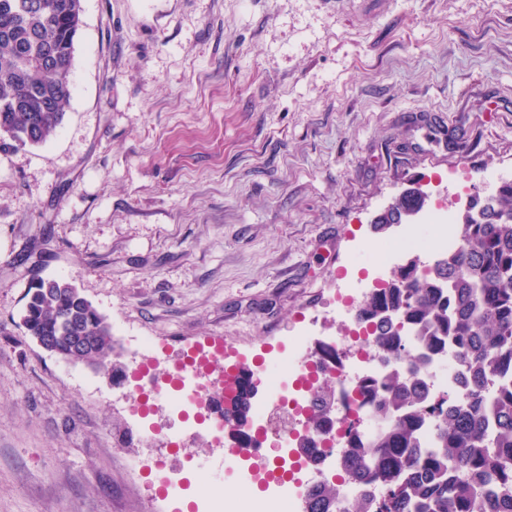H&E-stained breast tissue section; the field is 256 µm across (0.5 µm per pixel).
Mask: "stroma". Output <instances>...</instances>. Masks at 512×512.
I'll use <instances>...</instances> for the list:
<instances>
[{"mask_svg":"<svg viewBox=\"0 0 512 512\" xmlns=\"http://www.w3.org/2000/svg\"><path fill=\"white\" fill-rule=\"evenodd\" d=\"M72 97L46 144L0 151V512H196L224 451L184 435L176 494L126 413L133 339L161 360L210 336L277 355L301 316L368 283L419 217L374 232L404 190L465 212L512 173V0H82ZM75 286L112 328L107 367L21 325L32 277Z\"/></svg>","mask_w":512,"mask_h":512,"instance_id":"35a3bbf8","label":"stroma"}]
</instances>
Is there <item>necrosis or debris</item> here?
Listing matches in <instances>:
<instances>
[{"mask_svg":"<svg viewBox=\"0 0 512 512\" xmlns=\"http://www.w3.org/2000/svg\"><path fill=\"white\" fill-rule=\"evenodd\" d=\"M339 314L350 323L347 334L331 339L325 348L327 359L311 355L312 327L318 317H311V325L298 335L290 337L286 366L269 370L268 366L249 364L246 355L225 344L223 337L210 339L207 347H198L168 366L165 372V390L153 388L156 378V340L141 337L135 356L139 363L131 378L133 389L131 406L141 413H149L155 401H163L170 409L195 413L198 422L207 424L216 443L225 438H238V431L218 424L212 410L215 383L211 369L221 364L225 369L238 368L257 379L266 388L264 402L256 405L254 420L248 435L261 443L276 444L287 456L289 466L297 478L286 483L274 482L266 495L254 496L248 491L251 484L266 481L267 473L259 464H244L232 459L225 463V471L235 473L244 493L235 502H227L224 486L211 484L202 500L204 512H304L308 490L324 478L321 460L340 456L347 444V418L356 416L357 430L362 438H370L377 431V421L358 391L360 382L380 379L385 365L378 357L368 333L356 320L361 304L359 289L337 293L332 297ZM330 384L335 391L331 413L324 423L311 419L318 388ZM308 438L316 446L315 455L299 452L300 438Z\"/></svg>","mask_w":512,"mask_h":512,"instance_id":"obj_1","label":"necrosis or debris"}]
</instances>
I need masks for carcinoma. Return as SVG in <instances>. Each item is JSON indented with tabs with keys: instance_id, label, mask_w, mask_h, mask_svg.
I'll use <instances>...</instances> for the list:
<instances>
[{
	"instance_id": "obj_1",
	"label": "carcinoma",
	"mask_w": 512,
	"mask_h": 512,
	"mask_svg": "<svg viewBox=\"0 0 512 512\" xmlns=\"http://www.w3.org/2000/svg\"><path fill=\"white\" fill-rule=\"evenodd\" d=\"M81 14V0H0V150L42 145L63 123ZM422 208L421 195L403 194L374 229ZM26 298L29 336L52 337L66 361L81 336V362L107 365L111 326L77 288L38 278ZM359 315L393 368L360 384L384 428L367 442L348 432L340 476L365 488L348 512H512V180L474 199L458 248L423 274L414 261L401 265ZM445 344L462 369V399L434 397L421 379ZM340 495V484L322 482L305 512H336Z\"/></svg>"
}]
</instances>
